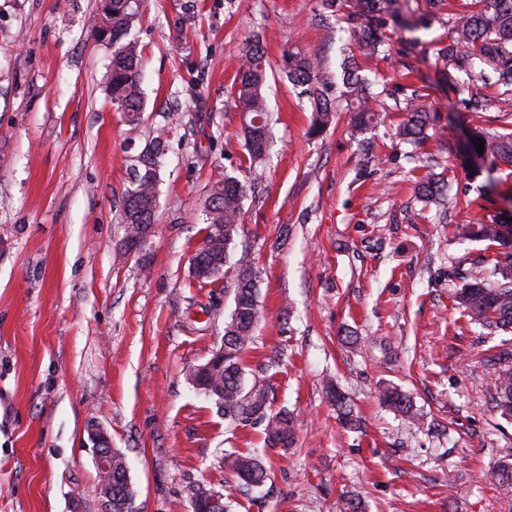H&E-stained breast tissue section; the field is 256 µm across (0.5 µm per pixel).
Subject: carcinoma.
<instances>
[{"instance_id": "carcinoma-1", "label": "carcinoma", "mask_w": 512, "mask_h": 512, "mask_svg": "<svg viewBox=\"0 0 512 512\" xmlns=\"http://www.w3.org/2000/svg\"><path fill=\"white\" fill-rule=\"evenodd\" d=\"M326 16L343 22L357 37L356 49L363 56H378L386 52L388 31L401 28L409 32L428 25L427 14L402 10L399 0H320ZM139 14L134 0H109L102 12L92 19V30L103 37L105 28L112 27V62L108 92L116 110L135 130L143 123L142 89L139 81V48L136 42H122ZM448 42L438 49V55L457 65L467 77H477L475 65L492 67L495 84L502 89L499 111L512 115V0H474L472 8L450 18ZM282 70L296 86H312L321 81V59L318 54L285 51ZM268 71L260 41L245 45L242 64L235 76L236 109L243 120V149L246 161L258 170L266 159L271 134L270 112L264 93ZM347 110L352 112L356 129L383 121L382 113L369 106L372 95L357 75L354 57L344 63ZM425 94L414 89L407 97L406 117L398 127L400 137L423 143L433 124L429 108L423 102ZM313 123L311 131L321 133L331 122L334 103L314 96L311 101ZM473 137L484 142L482 159L512 166V132L490 133L474 130ZM167 140L159 134L145 143L131 165L132 184L126 191L121 214L129 239L138 235L141 226L154 223L157 207V177H146V164L157 165L165 154ZM246 185L234 176L224 174L208 189L201 204L202 221L206 224V241L210 243L209 262L227 264L230 248L238 235L242 201ZM416 197L426 207L446 208L448 189L444 180L429 173L418 182ZM455 236L476 242H486L496 248L493 256L481 255L465 265L454 268L459 280L454 298L470 321L489 334L512 329V222L491 220L481 224H458ZM234 309L224 322V359L211 364L205 382L210 387L215 405H224V417L243 425L263 422L268 443L291 448L297 443L294 416L280 410L269 413V398L265 388H246L242 371V354L250 344L256 325L263 316L256 274L252 267L236 269ZM494 373L490 386L493 408L503 418L512 419V348L502 346L496 353L484 357ZM328 397L336 408L340 423L356 429L361 419L353 401L338 387L326 386ZM382 405L407 418L416 417L409 395L395 386L379 390ZM224 465L246 485H257L267 476L261 459L235 451L224 454ZM500 487L512 489V463L504 462L489 475Z\"/></svg>"}]
</instances>
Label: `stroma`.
<instances>
[{
    "label": "stroma",
    "instance_id": "35a3bbf8",
    "mask_svg": "<svg viewBox=\"0 0 512 512\" xmlns=\"http://www.w3.org/2000/svg\"><path fill=\"white\" fill-rule=\"evenodd\" d=\"M144 0L130 31L141 50L144 123L129 130L108 96L111 43L88 24L100 0H0V512H106L90 432L129 466L134 512H192L194 480L231 512H512L482 481L512 460V421L493 410L487 335L452 297L456 261L485 251L457 224L512 214V167L470 177L469 128L503 132L495 108L465 113L438 83L437 47L470 0H400L433 10L428 29L392 35L388 56L358 57L384 122L353 131L339 63L354 53L318 0ZM269 66L271 139L261 174L239 143L233 80L246 42ZM321 53L336 117L309 134L312 108L283 78L284 50ZM441 114L423 147L396 128L408 89ZM166 130L156 223L128 253L118 222L132 157ZM448 178L447 213L414 197L426 173ZM247 192L232 263L191 275L206 230L200 201L218 173ZM258 273L264 316L244 353L246 385L293 413L298 443L265 444L263 424H231L186 373L221 345L236 262ZM354 399L363 431L342 428L323 385ZM407 392L412 423L378 388ZM260 454L269 476L240 485L225 452Z\"/></svg>",
    "mask_w": 512,
    "mask_h": 512
}]
</instances>
